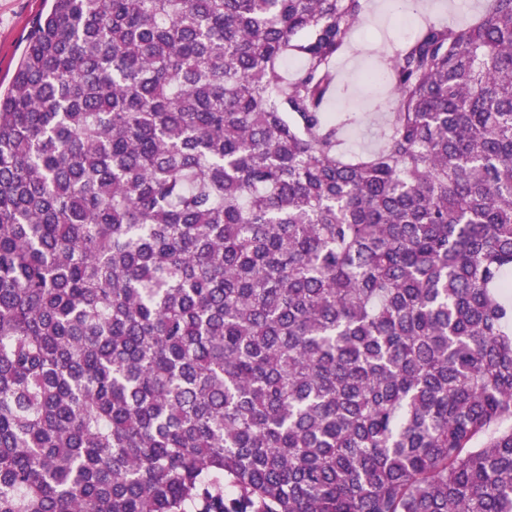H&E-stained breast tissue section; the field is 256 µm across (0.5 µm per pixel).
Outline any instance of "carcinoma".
Listing matches in <instances>:
<instances>
[{
  "label": "carcinoma",
  "mask_w": 512,
  "mask_h": 512,
  "mask_svg": "<svg viewBox=\"0 0 512 512\" xmlns=\"http://www.w3.org/2000/svg\"><path fill=\"white\" fill-rule=\"evenodd\" d=\"M52 0L0 92V512H512V0ZM292 58L300 68L288 73ZM461 0H422L421 10L409 21L392 15L387 0H370V8L361 25L352 34V48L338 61L342 78H353L373 63L376 52L392 42L404 41L401 28L409 25L414 31L422 17L450 20L464 25L472 15L482 11L488 0H466L465 8L458 6ZM383 94L379 87L376 90L368 91L361 84H358L353 94L348 98H335L330 102V109L334 112H370L366 106L367 98Z\"/></svg>",
  "instance_id": "cac0c4a2"
}]
</instances>
